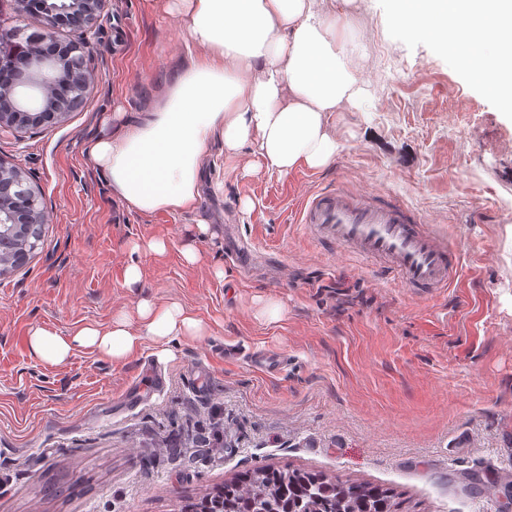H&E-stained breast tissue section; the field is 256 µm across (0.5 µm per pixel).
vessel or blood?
I'll list each match as a JSON object with an SVG mask.
<instances>
[{"instance_id":"obj_1","label":"vessel or blood","mask_w":512,"mask_h":512,"mask_svg":"<svg viewBox=\"0 0 512 512\" xmlns=\"http://www.w3.org/2000/svg\"><path fill=\"white\" fill-rule=\"evenodd\" d=\"M301 221L312 238L375 261L403 287L437 291L450 287L457 273L455 249L422 230L415 213L397 201L341 186L321 189L303 203Z\"/></svg>"}]
</instances>
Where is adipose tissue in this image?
<instances>
[{
  "mask_svg": "<svg viewBox=\"0 0 512 512\" xmlns=\"http://www.w3.org/2000/svg\"><path fill=\"white\" fill-rule=\"evenodd\" d=\"M398 2L407 31L491 46L493 56L468 53L465 65L512 105V0ZM143 6L180 16L189 50L150 112L130 120L115 108L88 143L95 169L128 208L193 210L204 158L218 140L225 159H240L247 147L263 168L280 174L333 161L336 115L358 102L363 84L317 0H143ZM206 334L180 302L142 294L132 311L103 326L64 335L34 329L29 347L52 365L78 349L122 363L145 344L165 358L171 341Z\"/></svg>",
  "mask_w": 512,
  "mask_h": 512,
  "instance_id": "ef3b65f1",
  "label": "adipose tissue"
}]
</instances>
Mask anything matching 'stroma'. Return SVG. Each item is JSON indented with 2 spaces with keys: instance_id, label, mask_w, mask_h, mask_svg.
<instances>
[{
  "instance_id": "stroma-1",
  "label": "stroma",
  "mask_w": 512,
  "mask_h": 512,
  "mask_svg": "<svg viewBox=\"0 0 512 512\" xmlns=\"http://www.w3.org/2000/svg\"><path fill=\"white\" fill-rule=\"evenodd\" d=\"M345 49L367 93L336 115L322 169L245 173L213 144L197 208L141 214L85 145L115 107L149 110L181 68L177 16L108 0L91 38L100 73L60 124L1 133L50 221L29 263L0 278V512H188L260 467L389 488L393 512H512V108L469 73L464 47L404 30L394 0H344ZM343 183L416 209L461 253L429 295L308 237L303 201ZM214 237H195L198 222ZM165 241L132 254L133 242ZM194 245L199 259L183 252ZM180 301L208 336L116 364L87 349L33 356L64 334ZM280 307L265 319L264 303Z\"/></svg>"
}]
</instances>
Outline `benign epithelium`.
Returning <instances> with one entry per match:
<instances>
[{
    "mask_svg": "<svg viewBox=\"0 0 512 512\" xmlns=\"http://www.w3.org/2000/svg\"><path fill=\"white\" fill-rule=\"evenodd\" d=\"M16 15L40 14L46 26L27 32L0 20V130L14 133L58 123L77 110L99 75L89 34L108 0H13ZM80 30L77 40L56 41L55 24ZM49 212L22 167L0 158V277L25 266Z\"/></svg>",
    "mask_w": 512,
    "mask_h": 512,
    "instance_id": "1",
    "label": "benign epithelium"
}]
</instances>
